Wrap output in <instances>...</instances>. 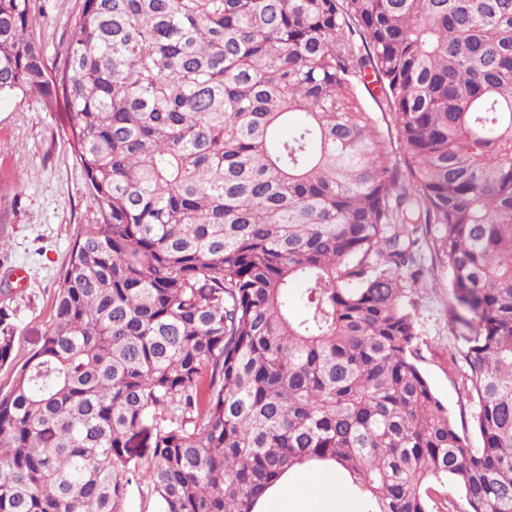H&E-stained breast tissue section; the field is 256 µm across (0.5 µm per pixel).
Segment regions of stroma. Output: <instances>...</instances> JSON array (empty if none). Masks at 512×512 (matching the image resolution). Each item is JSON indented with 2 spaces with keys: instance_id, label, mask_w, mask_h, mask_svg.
<instances>
[{
  "instance_id": "stroma-1",
  "label": "stroma",
  "mask_w": 512,
  "mask_h": 512,
  "mask_svg": "<svg viewBox=\"0 0 512 512\" xmlns=\"http://www.w3.org/2000/svg\"><path fill=\"white\" fill-rule=\"evenodd\" d=\"M78 0H32L43 15L35 36L49 66L59 67L71 43ZM95 204L65 134V115L37 97L0 98V291H9L17 310L16 354L25 361L48 328L60 270L77 225L94 220ZM19 267L25 288H15L5 271ZM419 327L418 365L431 386L459 417L464 397L448 372L459 356L464 328L450 321L448 273L435 268L411 295Z\"/></svg>"
}]
</instances>
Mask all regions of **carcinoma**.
Wrapping results in <instances>:
<instances>
[{"instance_id": "cac0c4a2", "label": "carcinoma", "mask_w": 512, "mask_h": 512, "mask_svg": "<svg viewBox=\"0 0 512 512\" xmlns=\"http://www.w3.org/2000/svg\"><path fill=\"white\" fill-rule=\"evenodd\" d=\"M39 24L0 0V97L63 107L98 218L0 390V512H121L139 448L162 512L325 460L361 512H512V0H80L60 70ZM425 244L468 425L417 365ZM17 330L3 292L0 368Z\"/></svg>"}]
</instances>
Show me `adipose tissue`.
<instances>
[{
    "mask_svg": "<svg viewBox=\"0 0 512 512\" xmlns=\"http://www.w3.org/2000/svg\"><path fill=\"white\" fill-rule=\"evenodd\" d=\"M320 463L285 472L257 500L254 512H350L346 475L322 477Z\"/></svg>",
    "mask_w": 512,
    "mask_h": 512,
    "instance_id": "ef3b65f1",
    "label": "adipose tissue"
}]
</instances>
